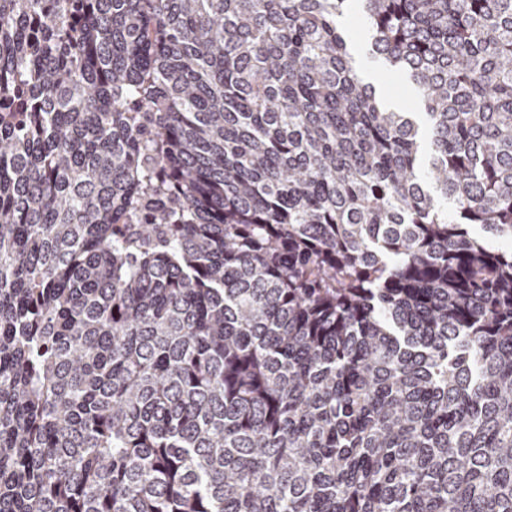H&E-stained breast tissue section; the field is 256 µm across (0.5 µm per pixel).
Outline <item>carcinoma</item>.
<instances>
[{"label":"carcinoma","instance_id":"obj_1","mask_svg":"<svg viewBox=\"0 0 512 512\" xmlns=\"http://www.w3.org/2000/svg\"><path fill=\"white\" fill-rule=\"evenodd\" d=\"M0 0V512H512V0ZM349 9L340 18L342 27L347 31L351 41L359 48L362 49L368 39L367 31L365 30L358 9V1H351ZM365 71L368 76L376 77L375 83L384 100L389 101L390 96H395L400 100V104L395 106L398 110L402 112H422L418 94L414 86L404 76L389 72L375 73L368 68Z\"/></svg>","mask_w":512,"mask_h":512}]
</instances>
